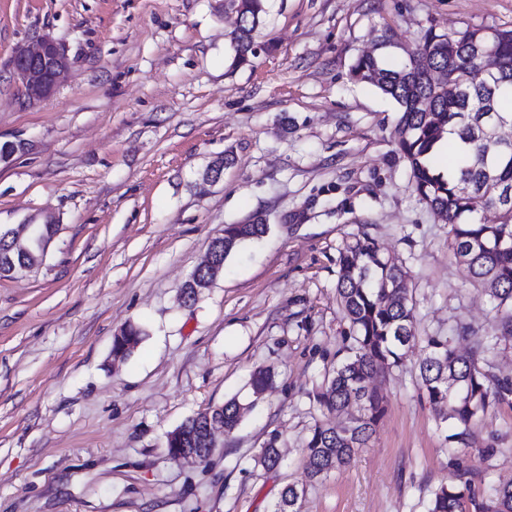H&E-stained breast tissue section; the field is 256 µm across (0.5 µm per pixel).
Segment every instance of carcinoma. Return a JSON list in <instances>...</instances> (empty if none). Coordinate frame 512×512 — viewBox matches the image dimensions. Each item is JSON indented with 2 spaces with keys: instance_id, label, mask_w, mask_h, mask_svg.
Masks as SVG:
<instances>
[{
  "instance_id": "carcinoma-1",
  "label": "carcinoma",
  "mask_w": 512,
  "mask_h": 512,
  "mask_svg": "<svg viewBox=\"0 0 512 512\" xmlns=\"http://www.w3.org/2000/svg\"><path fill=\"white\" fill-rule=\"evenodd\" d=\"M238 16L231 34L234 63L255 53L254 32L264 13L263 0H228ZM351 78L368 83L393 101L399 112L396 138L410 166L413 185L429 210L450 225V249L467 278L482 287L495 303L497 329L477 336L471 350L461 355L449 340L433 339L419 365V384L435 416L455 425L451 435L468 446L470 428L490 402L512 396V381L492 372L488 356L500 337L512 336V144L496 145L493 134L512 115L500 110V99L512 89V30L483 33L466 29L438 33L425 30L405 62L383 66L378 58L363 55L350 68ZM462 91L448 95V83ZM471 146L467 158L448 170L433 167L436 144L446 135ZM489 209L500 212L498 224H481L476 216ZM32 235L16 228L0 232V277L41 266L45 259L37 241H51L58 231L52 216L34 225ZM269 226L256 218L250 224L224 226L222 259L238 246L263 237ZM407 270L386 257L368 234L340 252L336 291L354 345L345 359L325 375L315 401L325 414L352 410L346 425L336 428L315 422L304 453L312 480L351 463L366 446L385 414L383 398L370 380L398 365L403 350L416 339L414 304L406 287ZM210 278L198 270L182 287L184 302L209 287ZM144 335L138 325L122 328L114 337L112 353L129 355ZM253 404L236 399L210 408L224 413V433L240 424ZM206 413L186 419L167 439L168 453L176 458L182 448H207L203 433ZM277 438L271 437L255 458L265 471L279 465ZM305 489L287 485L272 512H300ZM430 512H512V484L478 498L469 479L441 484L434 492Z\"/></svg>"
}]
</instances>
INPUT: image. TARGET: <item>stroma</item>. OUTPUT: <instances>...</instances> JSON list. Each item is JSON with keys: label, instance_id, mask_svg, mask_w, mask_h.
Segmentation results:
<instances>
[{"label": "stroma", "instance_id": "35a3bbf8", "mask_svg": "<svg viewBox=\"0 0 512 512\" xmlns=\"http://www.w3.org/2000/svg\"><path fill=\"white\" fill-rule=\"evenodd\" d=\"M265 10L237 65L227 0H0V145L13 147L0 229L45 214L59 225L39 269L0 278V512H272L289 483L305 490L301 512H428L455 476L480 496L512 482V401L490 404L460 447L418 386L430 338L469 350L497 312L413 187L394 102L350 77L369 50L406 59L430 26L512 29V0ZM43 36L70 67L32 104L12 60ZM257 216L266 236L185 305L212 238ZM364 233L407 270L418 336L377 380L387 412L367 447L313 482L304 443L316 420L340 422L314 393L353 343L339 256ZM129 324L146 334L114 357ZM260 368L274 379L255 401ZM233 397L255 407L208 463L169 457L168 432ZM272 437L280 467L254 468Z\"/></svg>", "mask_w": 512, "mask_h": 512}]
</instances>
